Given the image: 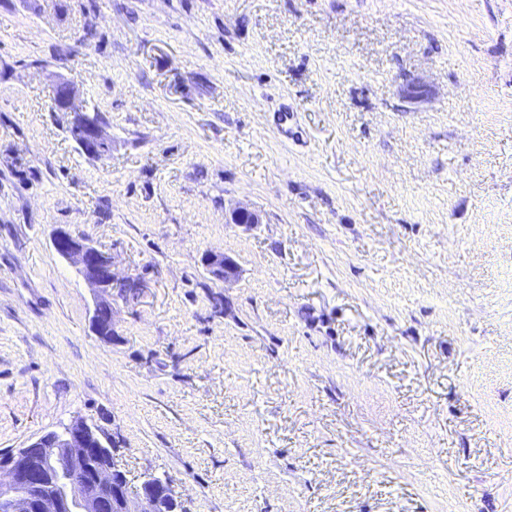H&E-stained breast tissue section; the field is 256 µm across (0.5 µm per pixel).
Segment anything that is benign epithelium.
Returning <instances> with one entry per match:
<instances>
[{"mask_svg":"<svg viewBox=\"0 0 512 512\" xmlns=\"http://www.w3.org/2000/svg\"><path fill=\"white\" fill-rule=\"evenodd\" d=\"M54 101L62 112L75 111L73 87L56 86ZM72 135L90 157L112 151L100 122L86 115L78 116ZM52 243L98 289L96 307H112L114 289L122 298L140 290L139 282L117 277L111 256L64 228L55 229ZM202 261L217 281L226 283L236 275L234 262L221 253L207 252ZM108 445L100 428L77 420L62 434L48 432L15 451L0 452V512H166L161 499L145 491L154 477H146L138 492L129 491Z\"/></svg>","mask_w":512,"mask_h":512,"instance_id":"7a95c632","label":"benign epithelium"}]
</instances>
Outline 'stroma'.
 Segmentation results:
<instances>
[{
  "label": "stroma",
  "instance_id": "1",
  "mask_svg": "<svg viewBox=\"0 0 512 512\" xmlns=\"http://www.w3.org/2000/svg\"><path fill=\"white\" fill-rule=\"evenodd\" d=\"M77 418L186 512H512V0H0V452ZM72 135L82 151L90 157L112 151V140L104 133L100 122L86 115L78 116L72 127ZM55 250L73 266H75L86 281L98 289L99 300L94 308L92 327L95 333L103 337L98 323L97 311L103 305L111 311L110 329H112V288L117 289L119 298L135 295L141 288L139 282L129 278H119L113 272L112 258L95 247L74 239L62 227L55 229L52 236ZM117 296V297H118ZM202 261L209 274L215 280L224 282V284L236 275V265L227 259L224 254L206 252L202 257Z\"/></svg>",
  "mask_w": 512,
  "mask_h": 512
}]
</instances>
